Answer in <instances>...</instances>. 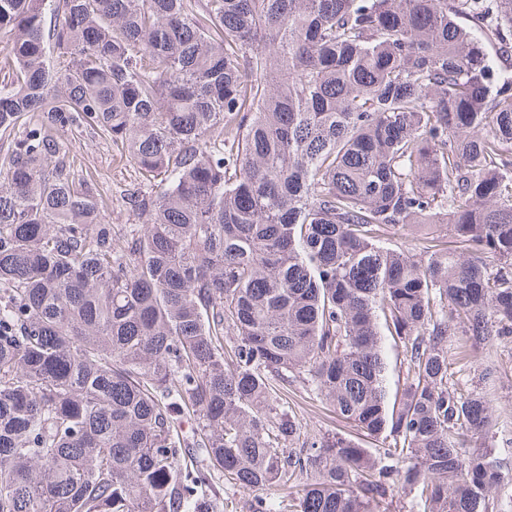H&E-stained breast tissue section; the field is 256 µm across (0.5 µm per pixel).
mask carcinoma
I'll list each match as a JSON object with an SVG mask.
<instances>
[{
	"label": "carcinoma",
	"mask_w": 512,
	"mask_h": 512,
	"mask_svg": "<svg viewBox=\"0 0 512 512\" xmlns=\"http://www.w3.org/2000/svg\"><path fill=\"white\" fill-rule=\"evenodd\" d=\"M511 57L512 0H0V512H493L448 337H512ZM65 149L70 157H77L92 182L102 194L105 222L108 224H131L133 217L119 206L117 199L121 191L139 182L137 170L120 159L118 149L112 142L94 138L88 132H73L64 136ZM288 392V405L297 413L307 430L322 433H344L360 437L359 440L365 448L374 447L372 442L364 436H360L355 428L334 415L325 403L316 399H310L309 395L301 389ZM301 391V392H300ZM220 497L223 500L224 497V508L223 512H248L246 511L244 505L245 502L248 500H251L255 495H260L263 497H277L279 494L283 491H277L275 488L271 490H264V491H256V492H243V491H233L229 489L226 485L224 488V491H222V486L220 487Z\"/></svg>",
	"instance_id": "cac0c4a2"
}]
</instances>
